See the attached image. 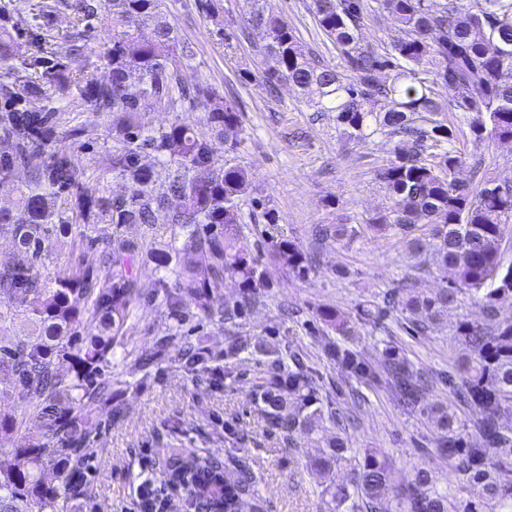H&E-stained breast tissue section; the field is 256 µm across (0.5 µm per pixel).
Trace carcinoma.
Instances as JSON below:
<instances>
[{"label":"carcinoma","mask_w":512,"mask_h":512,"mask_svg":"<svg viewBox=\"0 0 512 512\" xmlns=\"http://www.w3.org/2000/svg\"><path fill=\"white\" fill-rule=\"evenodd\" d=\"M377 3L404 32L387 56L362 38L364 0H311L308 6L318 29L344 57L352 73L348 79L306 49L271 0H244L240 33L263 34L260 52L267 64L262 73L244 70L240 78L313 95L317 111L335 113L351 136L367 139L380 132L397 138L394 159L377 173L390 207L372 224L400 231L408 252L420 264H435L445 285L425 292L408 277L385 292L383 304L425 333L463 299L479 301L482 320L462 319L455 326L454 338L466 354L456 373L448 374V385L474 414L472 427L426 401L424 381L403 358L390 357L387 385L403 407L426 414L440 434L439 454L458 459L484 504L512 509V265H504L512 186L492 192L493 180L475 164L469 179L449 187L448 171L461 166L453 131L440 121L429 129L414 123L421 113L467 112L475 140L512 142V0ZM62 8L73 12L77 24L105 10L106 79L72 71L70 62L89 54L84 33L69 37L65 56L56 54L41 19ZM20 25L42 53L38 72L14 57ZM195 56L163 0L23 2L0 24V141L10 145L0 154V184L12 182L19 169L28 174L15 205L0 206V232L18 253L14 262L0 264V321L19 317L35 328L13 346H0V372L10 375L25 401L20 416L0 413V436L28 422L41 429L40 437L9 449L8 467L0 465V512H58L62 498L82 496L84 469L94 453L89 421L124 412L105 372L144 291L134 254L121 246L125 225L152 230L165 213L170 244L155 251L148 279L177 324L192 317L190 302L222 325L255 301L264 274L244 249L228 242L233 227L243 223L240 201L252 180L251 169L235 157L241 119L210 84L185 80L184 69ZM384 70L393 71L390 79L380 77ZM438 82L454 92L452 100L436 99ZM64 96L83 100L92 120L71 124L57 106ZM145 100L178 116L151 128L141 113ZM193 112L203 113L201 120L189 118ZM102 116L112 117V172L126 182L121 195L108 194L99 176L82 177L75 155L64 147L89 135ZM145 154L166 166L164 189H157L152 168L142 163ZM72 224L79 227L82 246L77 267L44 277L49 242ZM418 224L430 225V232L413 234ZM357 234L343 224L319 229L322 240ZM276 248L290 270L303 277L311 272L298 243L282 239ZM229 275L241 280L242 295L220 304ZM320 317L345 331L339 310L324 308ZM328 347L346 368L369 371L354 352L338 351L331 342ZM249 348L247 340L231 337L223 349L208 351L170 329L137 359V368L148 376L152 364L170 359L196 384L214 385L224 378L219 361ZM286 354L290 364L271 360L254 386L267 425L288 438L316 432L327 418L341 428L340 416L323 406L312 368L298 351ZM491 448L497 450L494 458L488 456ZM307 467L323 478L325 512H478L440 492L427 467L415 468L407 483H396L382 452L353 455L339 434ZM339 470L348 477H336ZM163 473L166 484L189 489L187 512H259L254 471L244 465L236 478L226 477L218 451L175 450Z\"/></svg>","instance_id":"cac0c4a2"}]
</instances>
